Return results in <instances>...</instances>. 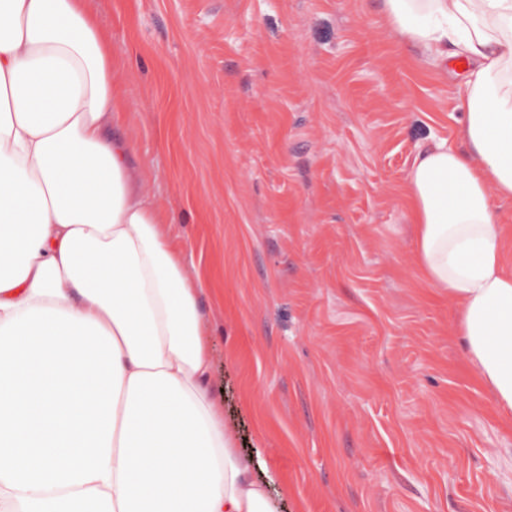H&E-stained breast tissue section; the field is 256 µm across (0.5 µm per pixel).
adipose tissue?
<instances>
[{"label": "adipose tissue", "instance_id": "ef3b65f1", "mask_svg": "<svg viewBox=\"0 0 512 512\" xmlns=\"http://www.w3.org/2000/svg\"><path fill=\"white\" fill-rule=\"evenodd\" d=\"M466 61L461 142L406 178L417 263L512 411V0H382ZM86 0H0V512H279L209 392L199 281L142 189Z\"/></svg>", "mask_w": 512, "mask_h": 512}]
</instances>
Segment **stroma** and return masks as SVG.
Instances as JSON below:
<instances>
[{"mask_svg": "<svg viewBox=\"0 0 512 512\" xmlns=\"http://www.w3.org/2000/svg\"><path fill=\"white\" fill-rule=\"evenodd\" d=\"M123 122L207 284L213 400L282 512H512V412L420 272L405 183L466 64L377 0H87Z\"/></svg>", "mask_w": 512, "mask_h": 512, "instance_id": "obj_1", "label": "stroma"}]
</instances>
